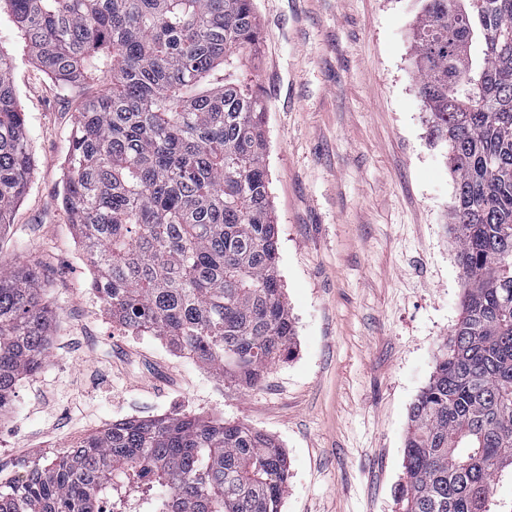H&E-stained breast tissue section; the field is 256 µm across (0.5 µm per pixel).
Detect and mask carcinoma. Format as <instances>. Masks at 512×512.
Instances as JSON below:
<instances>
[{
  "mask_svg": "<svg viewBox=\"0 0 512 512\" xmlns=\"http://www.w3.org/2000/svg\"><path fill=\"white\" fill-rule=\"evenodd\" d=\"M420 94L454 176L464 296L412 404L402 512H489L512 467V0H421ZM77 103L62 204L112 317L246 387L291 354L248 63L254 0H0ZM0 53V228L33 157ZM53 311L32 267L0 268V411L44 363ZM281 447L239 422L112 424L0 482V512H281Z\"/></svg>",
  "mask_w": 512,
  "mask_h": 512,
  "instance_id": "cac0c4a2",
  "label": "carcinoma"
}]
</instances>
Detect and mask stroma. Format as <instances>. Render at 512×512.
Masks as SVG:
<instances>
[{"label": "stroma", "instance_id": "obj_1", "mask_svg": "<svg viewBox=\"0 0 512 512\" xmlns=\"http://www.w3.org/2000/svg\"><path fill=\"white\" fill-rule=\"evenodd\" d=\"M255 5L278 271L296 326L291 355L255 388L127 331L92 293L62 204L76 101L0 13L34 160L0 234V266H37L53 310L46 361L0 417V480L114 422L195 415L248 424L282 446V512H401L410 409L464 295L454 176L430 141L413 66L420 4Z\"/></svg>", "mask_w": 512, "mask_h": 512}]
</instances>
